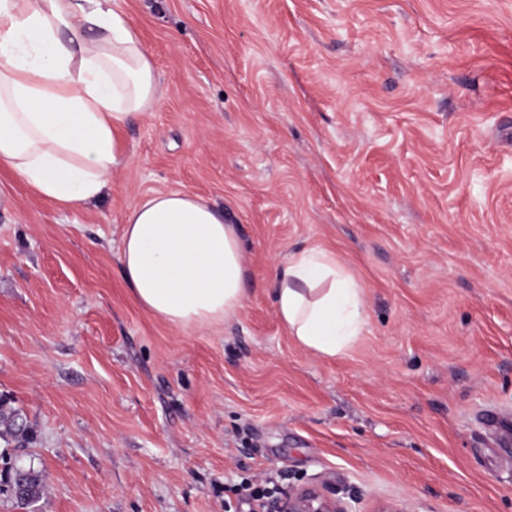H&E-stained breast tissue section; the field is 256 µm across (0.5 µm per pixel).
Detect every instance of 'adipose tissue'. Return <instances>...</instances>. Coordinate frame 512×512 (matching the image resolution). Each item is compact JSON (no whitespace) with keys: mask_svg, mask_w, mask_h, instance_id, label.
<instances>
[{"mask_svg":"<svg viewBox=\"0 0 512 512\" xmlns=\"http://www.w3.org/2000/svg\"><path fill=\"white\" fill-rule=\"evenodd\" d=\"M108 0H0V165L62 208L100 198L127 156L120 135L159 99L137 29ZM119 260L133 301L176 328L235 319L248 296L237 225L192 193L130 209ZM363 288L328 250L289 254L273 273L278 318L297 344L333 358L366 324Z\"/></svg>","mask_w":512,"mask_h":512,"instance_id":"obj_1","label":"adipose tissue"}]
</instances>
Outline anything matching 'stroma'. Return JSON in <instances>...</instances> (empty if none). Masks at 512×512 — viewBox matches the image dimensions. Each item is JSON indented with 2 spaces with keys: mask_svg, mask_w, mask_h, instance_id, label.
I'll list each match as a JSON object with an SVG mask.
<instances>
[{
  "mask_svg": "<svg viewBox=\"0 0 512 512\" xmlns=\"http://www.w3.org/2000/svg\"><path fill=\"white\" fill-rule=\"evenodd\" d=\"M111 4L160 78L127 164L76 209L0 167V398L47 474L34 512H248L244 477L323 481L352 512H512V0ZM170 189L240 229L227 323L130 296L123 224ZM316 245L363 287L333 358L271 298Z\"/></svg>",
  "mask_w": 512,
  "mask_h": 512,
  "instance_id": "35a3bbf8",
  "label": "stroma"
}]
</instances>
